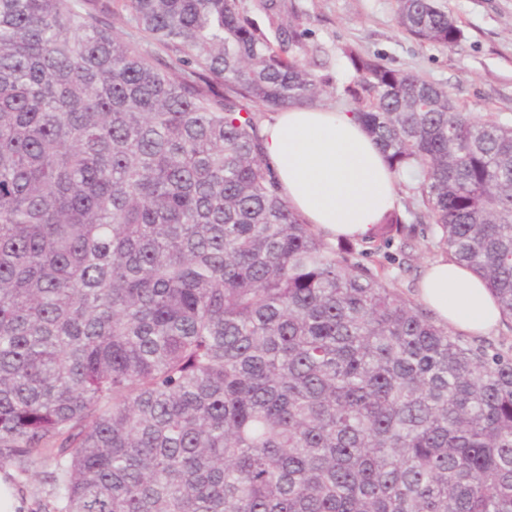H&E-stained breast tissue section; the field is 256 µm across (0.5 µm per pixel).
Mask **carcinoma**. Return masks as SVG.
<instances>
[{
    "label": "carcinoma",
    "mask_w": 512,
    "mask_h": 512,
    "mask_svg": "<svg viewBox=\"0 0 512 512\" xmlns=\"http://www.w3.org/2000/svg\"><path fill=\"white\" fill-rule=\"evenodd\" d=\"M0 0V467L58 512H512V354L362 258L417 236L512 321V125L344 48V95L420 221L333 245L262 162L321 48L277 0ZM411 36L456 46L435 0ZM168 52L157 67L148 47ZM107 0H100L98 4L99 18L105 24L112 27V29L127 40H141V34H139L135 28L129 22V15L127 11L121 9L122 2H116L112 0V10L102 9L100 11L101 3ZM114 1V2H113ZM22 496L26 499L28 512H44L43 505H48L52 510L51 507L56 504L55 490L44 479L31 480Z\"/></svg>",
    "instance_id": "obj_1"
}]
</instances>
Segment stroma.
I'll use <instances>...</instances> for the list:
<instances>
[{"instance_id": "1", "label": "stroma", "mask_w": 512, "mask_h": 512, "mask_svg": "<svg viewBox=\"0 0 512 512\" xmlns=\"http://www.w3.org/2000/svg\"><path fill=\"white\" fill-rule=\"evenodd\" d=\"M438 3L462 30L455 47L422 43L407 34L398 23L395 0H281L282 19L297 18L309 30L310 43L330 55L318 106L351 110L343 94L351 73L340 55L341 47L350 46L444 87L473 117L512 119V0ZM439 257L416 240L408 264L390 266L392 288L416 298L424 269Z\"/></svg>"}]
</instances>
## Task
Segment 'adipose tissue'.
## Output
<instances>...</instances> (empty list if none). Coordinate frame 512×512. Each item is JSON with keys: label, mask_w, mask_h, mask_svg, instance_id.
I'll return each mask as SVG.
<instances>
[{"label": "adipose tissue", "mask_w": 512, "mask_h": 512, "mask_svg": "<svg viewBox=\"0 0 512 512\" xmlns=\"http://www.w3.org/2000/svg\"><path fill=\"white\" fill-rule=\"evenodd\" d=\"M263 160L290 207L327 241L368 239L396 205V175L352 113L293 107L261 126ZM419 296L441 323L482 334L502 315L484 280L451 259L429 265Z\"/></svg>", "instance_id": "obj_1"}]
</instances>
